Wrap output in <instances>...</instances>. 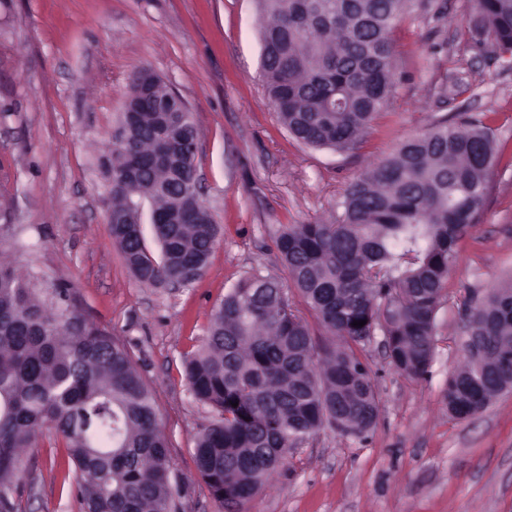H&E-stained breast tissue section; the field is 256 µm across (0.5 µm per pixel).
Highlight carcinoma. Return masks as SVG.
<instances>
[{"label": "carcinoma", "mask_w": 512, "mask_h": 512, "mask_svg": "<svg viewBox=\"0 0 512 512\" xmlns=\"http://www.w3.org/2000/svg\"><path fill=\"white\" fill-rule=\"evenodd\" d=\"M260 4L262 71L278 120L309 148H356L392 95V34L413 0ZM468 23L512 52V0H472ZM158 130L157 115L144 112L109 151L114 169L144 163L138 181L112 187L110 232L139 281L155 288L198 262L204 270L218 233L200 204L188 209L194 224L154 225L155 249L133 229L144 200L156 211L182 207L192 177L194 158L171 162ZM497 154L483 120L443 121L405 139L350 184L336 221L284 228L276 247L290 285L254 272L228 289L201 349L182 362L192 395L213 413L195 436L196 470L228 512H241L316 431L361 436L374 427L365 337H391L388 358L405 377L428 373L456 248L483 210ZM459 310L469 337L448 377V415L464 420L512 386V279L465 297ZM47 435L68 448L80 512H171L168 438L130 350L77 313L68 289L43 295L1 259L0 512H12L25 449Z\"/></svg>", "instance_id": "cac0c4a2"}]
</instances>
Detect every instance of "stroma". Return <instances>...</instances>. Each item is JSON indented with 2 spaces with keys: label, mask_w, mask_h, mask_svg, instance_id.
Here are the masks:
<instances>
[{
  "label": "stroma",
  "mask_w": 512,
  "mask_h": 512,
  "mask_svg": "<svg viewBox=\"0 0 512 512\" xmlns=\"http://www.w3.org/2000/svg\"><path fill=\"white\" fill-rule=\"evenodd\" d=\"M471 0H422L394 32L396 89L360 146L315 150L279 122L261 70L257 0H0V249L42 291L126 343L170 441L173 512H225L198 475L194 436L212 419L182 359L225 293L253 271L287 279L284 225L332 219L348 185L399 143L448 119L492 114L503 150L484 210L458 247L429 373L409 380L382 336L361 358L374 428L323 429L289 456L246 512H512V393L467 420L448 415L462 361L459 303L512 273V59L474 40ZM157 73L199 130L202 201L220 226L206 272L172 291L139 282L109 231L101 160L131 74ZM11 494L14 512H79L67 449L44 437Z\"/></svg>",
  "instance_id": "1"
}]
</instances>
